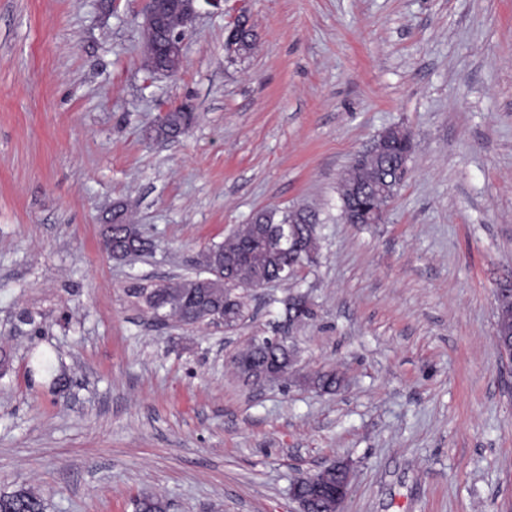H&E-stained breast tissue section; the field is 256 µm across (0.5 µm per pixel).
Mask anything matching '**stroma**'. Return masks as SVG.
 Segmentation results:
<instances>
[{
	"label": "stroma",
	"instance_id": "1",
	"mask_svg": "<svg viewBox=\"0 0 512 512\" xmlns=\"http://www.w3.org/2000/svg\"><path fill=\"white\" fill-rule=\"evenodd\" d=\"M142 0H0V492L44 512H295L293 480L338 459L345 512H512V0L200 4L174 75L140 66ZM253 24L252 53L225 41ZM190 105L174 140L144 137ZM410 174L382 223L338 183L384 131ZM127 204L153 239L119 264L100 226ZM319 216L313 264L254 292L227 331L157 323L128 296L194 275L266 207ZM307 295L299 381L244 383L232 355ZM53 359V372L37 367ZM0 500L8 505V512H42L43 510L41 497L25 489L1 493Z\"/></svg>",
	"mask_w": 512,
	"mask_h": 512
}]
</instances>
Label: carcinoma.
<instances>
[{
  "label": "carcinoma",
  "instance_id": "obj_1",
  "mask_svg": "<svg viewBox=\"0 0 512 512\" xmlns=\"http://www.w3.org/2000/svg\"><path fill=\"white\" fill-rule=\"evenodd\" d=\"M257 34L246 22L238 30L239 51L252 49ZM181 56L164 54L152 42L144 43L142 66L153 73L160 68L178 70ZM194 114L183 110L168 113L166 123L155 130V139L168 140L183 134L192 124ZM410 135L401 130L393 134L386 152L374 159L367 167V175L376 178L374 183L352 184L360 178L355 171H348L340 188L341 212L348 213L352 224H371L382 220V211L398 190L394 170L387 158L393 153L408 151ZM125 208H112L111 233L104 242L110 258L134 256L152 248V241L140 230L126 232ZM255 223L266 225L274 241L264 244L253 235L251 226L245 224L220 243H212L202 250L197 264L201 272L180 278L169 284L144 290L134 289L143 298L147 309L156 317L172 316L192 325L201 322L238 326L244 320L248 286L263 280L275 279L285 268L309 265L311 255L318 253V220L315 214L301 208L280 210L264 208L256 214ZM250 360L255 369L263 374L270 370L275 356L258 344L246 347L237 354ZM322 393L336 391L337 379L333 371L323 372L313 380ZM0 501L8 505V512H42L40 496L19 489L1 493ZM168 504L159 497H145L137 503V512H167Z\"/></svg>",
  "mask_w": 512,
  "mask_h": 512
}]
</instances>
